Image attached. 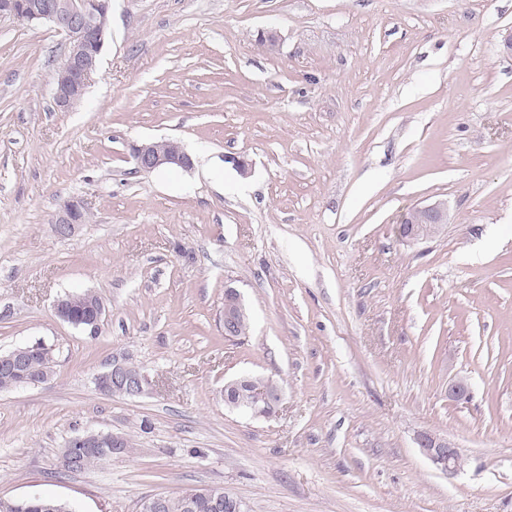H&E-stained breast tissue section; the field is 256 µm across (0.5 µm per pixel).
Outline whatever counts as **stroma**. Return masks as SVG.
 Wrapping results in <instances>:
<instances>
[{
  "label": "stroma",
  "mask_w": 512,
  "mask_h": 512,
  "mask_svg": "<svg viewBox=\"0 0 512 512\" xmlns=\"http://www.w3.org/2000/svg\"><path fill=\"white\" fill-rule=\"evenodd\" d=\"M109 28L60 110L64 36L0 19V353L55 355L0 392V499L135 512L208 486L248 512H512V0H112ZM167 139L192 170L136 171L131 144ZM70 197L90 219L61 239ZM436 200L442 234L402 241ZM229 286L250 317L231 340ZM87 290L94 335L53 313ZM116 359L148 394L98 389ZM245 375L281 387L274 415L225 406ZM98 430L128 454L56 477ZM424 432L463 467L437 469ZM22 357L25 359L24 370L27 377L37 380L45 377L49 379L52 376L55 359L52 349L47 345L40 342L36 348L30 347L22 352ZM418 444L438 469L454 472L461 467L458 448L450 439L425 432L419 435Z\"/></svg>",
  "instance_id": "obj_1"
}]
</instances>
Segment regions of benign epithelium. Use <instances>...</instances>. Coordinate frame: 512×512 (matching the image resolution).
<instances>
[{"label": "benign epithelium", "instance_id": "1", "mask_svg": "<svg viewBox=\"0 0 512 512\" xmlns=\"http://www.w3.org/2000/svg\"><path fill=\"white\" fill-rule=\"evenodd\" d=\"M112 0H0V18L21 17L27 23H48L67 40V54L57 66L53 75L52 96L55 105L70 109L79 103L94 75L97 74L105 34L90 36V30L98 26V10H111ZM132 157L136 169L152 172L157 169L190 170L193 167L191 156L179 146L174 150L166 146V141H152L132 146ZM85 204L80 199L64 202L54 222V232L61 238L74 234L80 224L79 215ZM409 228L403 239L414 243L428 240L438 235L443 225L448 223V209L445 203L416 207L406 216ZM86 299L94 307L95 315L86 325L90 333H95L103 322L105 309L95 303L97 295L86 291L69 297V301ZM246 315V308L237 289L229 287L224 292V336H234L240 318ZM152 385L148 373L141 367L131 369L126 362L114 361L112 366L97 378V386L103 392L129 398L140 397ZM469 387L465 378L456 377L448 382V395L456 400L468 396ZM282 400L281 389L269 383L260 385L250 377H241L224 384V401L228 405L248 411L255 417L268 416V407H278ZM123 437L110 431L86 432L71 440L69 445L108 447L115 454L123 453ZM419 447L432 463L444 472H454L462 465L458 448L448 438L432 433H422L418 437ZM208 507L227 508L232 512H245L243 502L236 496L220 489L211 490Z\"/></svg>", "mask_w": 512, "mask_h": 512}]
</instances>
